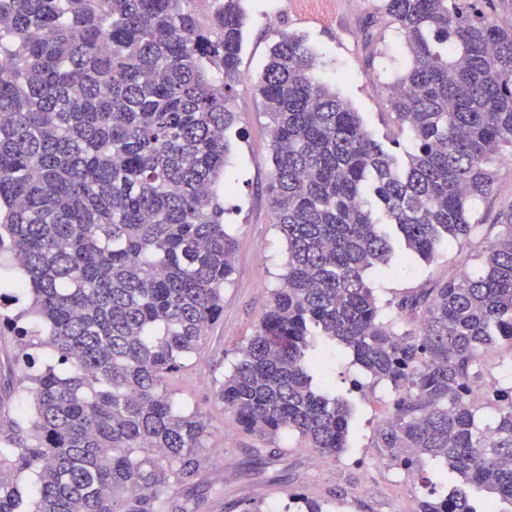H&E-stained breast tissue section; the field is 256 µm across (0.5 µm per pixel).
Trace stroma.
I'll list each match as a JSON object with an SVG mask.
<instances>
[{
	"instance_id": "35a3bbf8",
	"label": "stroma",
	"mask_w": 512,
	"mask_h": 512,
	"mask_svg": "<svg viewBox=\"0 0 512 512\" xmlns=\"http://www.w3.org/2000/svg\"><path fill=\"white\" fill-rule=\"evenodd\" d=\"M245 7L243 79L231 101L240 121L233 163L226 172L235 189L221 197L238 238L235 269L224 288L223 319L168 384L176 406L205 414L214 446L202 451L193 486L173 482L165 495L176 506L186 495H194L200 501L198 512H242L246 507L251 512H284L295 495L319 500L329 512H413L428 491L449 492L459 480L436 461L427 462L411 480L386 461L375 441L383 421L393 414L394 393L391 387L374 383L348 350L330 351L325 364L337 397L353 409L349 446L338 457H321L295 434L272 441L249 434L214 398L239 348L254 334L286 260V244L273 223L266 193L272 166L271 123L256 91L273 40L280 34L304 37L318 55L322 80L351 102L376 139L399 154L412 144L409 134L390 120L386 103L387 85L408 64L403 40L394 28H386L379 55L367 62L361 26L369 6L358 8L349 0H245ZM494 169L493 189L476 212L482 222L480 234L440 249L433 262L406 257L389 276L368 273L380 303L430 277L481 272V253L499 230L498 215L512 205V156H503ZM16 353L14 337L0 336V432L31 404ZM212 486L223 487V501L209 496Z\"/></svg>"
}]
</instances>
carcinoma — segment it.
<instances>
[{"instance_id": "obj_1", "label": "carcinoma", "mask_w": 512, "mask_h": 512, "mask_svg": "<svg viewBox=\"0 0 512 512\" xmlns=\"http://www.w3.org/2000/svg\"><path fill=\"white\" fill-rule=\"evenodd\" d=\"M506 0H373L409 64L388 85L413 145L398 161L318 74L304 39L281 35L257 91L271 118L266 186L287 259L253 336L216 391L243 430L299 435L323 457L348 448L352 408L313 372L339 342L396 392L376 447L412 471L439 461L463 486L414 512H477L468 486L512 501V386L495 422L472 384L512 341V205L484 272L429 279L388 319L366 279L392 267L389 230L432 262L482 224L474 202L512 155V21ZM244 0H0V252L24 277L0 287V335L17 338L33 402L0 437V512L36 477L35 512H171L210 436L166 379L224 318L237 238L218 189L235 151ZM372 188L386 222L372 216ZM27 307L12 308L19 293ZM43 346L57 365L35 372Z\"/></svg>"}]
</instances>
